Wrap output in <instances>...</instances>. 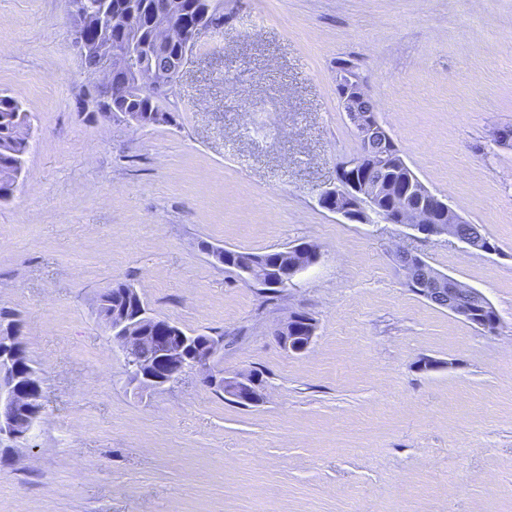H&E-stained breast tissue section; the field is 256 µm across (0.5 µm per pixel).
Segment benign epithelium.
<instances>
[{"label": "benign epithelium", "instance_id": "1", "mask_svg": "<svg viewBox=\"0 0 512 512\" xmlns=\"http://www.w3.org/2000/svg\"><path fill=\"white\" fill-rule=\"evenodd\" d=\"M123 0H113L112 8L107 2H101L102 11H112V23L97 22L96 32L88 36L79 31L78 25L83 11L73 5L68 11L72 21V32L81 52L94 51L98 54L96 70L85 74L86 85L97 88L108 84L112 74L121 72L126 75L128 84L136 94L146 92L169 91L183 74L185 60L196 44L200 32L213 25L214 2L206 0L199 6L195 23L184 26L174 21L178 2H173L168 10L155 19L152 40L167 52V64L157 67L141 53L133 36L136 35L132 14L124 11ZM334 82L336 95L342 111L346 112L349 123L360 141L359 153L343 162L337 168L334 188L321 194L320 203L327 210L336 213L345 220L360 224L367 220L365 207L376 206L377 195L383 190H395L392 195L393 215L381 214L388 224H405L416 232L427 236H452L468 248L490 253L494 245L487 236L461 238L456 227L464 220L454 212L447 201L430 191L409 171L404 157L397 152V146L388 129L379 120L372 104L367 81L361 75L356 63L349 59L336 62ZM103 121H123L127 124L142 125L137 112H115L109 109L101 111ZM431 196L434 203L428 206L409 205L405 202L408 194ZM395 255L402 257L397 263L406 284L431 304L448 310L486 333H495L500 328V320L490 314L492 304L480 291L431 267L418 254L398 249ZM233 270L245 282H254L266 278L268 287L287 289L296 275V266L287 264L275 275L268 269L252 263H241ZM300 315L292 313L288 321L277 326L273 335L280 346L289 353L302 354L311 346L316 335V323L305 316L308 340L298 345L288 335V329L299 320ZM110 333L112 343L122 352L130 355L142 345L156 350L152 360H133L130 367L135 370V379L140 384L152 388H162L178 380L187 372L204 375V381L215 388L224 390V396L230 401L256 403L259 396L254 394L255 377L252 374H239L219 380L211 373L215 355L222 343H212L211 349L204 352H183L171 344V335L177 331L176 325L155 316L145 303L139 304L138 313L132 317L113 314L102 316ZM12 354L0 347V399L14 401L23 405L31 398L16 388L13 380Z\"/></svg>", "mask_w": 512, "mask_h": 512}]
</instances>
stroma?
<instances>
[{
	"label": "stroma",
	"mask_w": 512,
	"mask_h": 512,
	"mask_svg": "<svg viewBox=\"0 0 512 512\" xmlns=\"http://www.w3.org/2000/svg\"><path fill=\"white\" fill-rule=\"evenodd\" d=\"M172 100L132 127L79 109L65 0H0V93L31 120L0 201V307L43 377L26 439L0 440V512H512V0H219ZM365 77L405 161L493 252L321 207L359 142L339 59ZM303 243L280 295L208 247ZM481 291L487 334L407 287L396 249ZM252 374L240 406L195 372L132 382L97 312L113 282ZM316 321L307 352L272 334ZM299 318L300 315L297 312H294L290 315L287 322L277 326L273 331V335L275 336L277 342L288 353L302 354L306 352L311 346L316 335V323L312 317L307 315L305 316L304 322L305 324L309 325L306 328V331L309 334L308 340L303 345L293 344L294 336H288V329L295 321L299 320Z\"/></svg>",
	"instance_id": "obj_1"
}]
</instances>
